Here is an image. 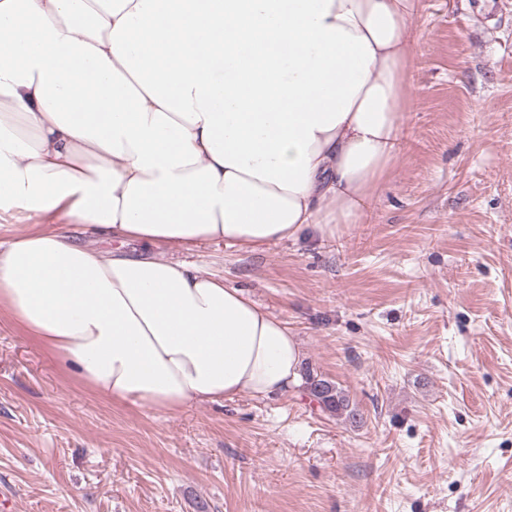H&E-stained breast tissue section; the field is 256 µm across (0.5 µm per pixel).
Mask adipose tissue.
<instances>
[{"label":"adipose tissue","instance_id":"ef3b65f1","mask_svg":"<svg viewBox=\"0 0 512 512\" xmlns=\"http://www.w3.org/2000/svg\"><path fill=\"white\" fill-rule=\"evenodd\" d=\"M420 0H0V313L99 398L298 387L286 323L187 252L359 223L397 165Z\"/></svg>","mask_w":512,"mask_h":512}]
</instances>
